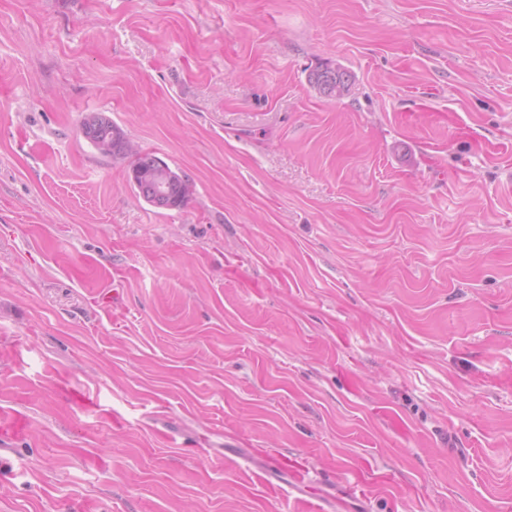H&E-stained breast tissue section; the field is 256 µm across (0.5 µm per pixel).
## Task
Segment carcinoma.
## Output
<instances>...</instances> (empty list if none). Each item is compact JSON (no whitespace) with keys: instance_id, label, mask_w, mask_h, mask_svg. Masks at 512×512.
<instances>
[{"instance_id":"cac0c4a2","label":"carcinoma","mask_w":512,"mask_h":512,"mask_svg":"<svg viewBox=\"0 0 512 512\" xmlns=\"http://www.w3.org/2000/svg\"><path fill=\"white\" fill-rule=\"evenodd\" d=\"M352 75L340 65H321L308 76V83L318 94L334 99H342L350 94ZM89 143L96 151L104 156L125 159L129 163V172L136 176L129 178L131 189L137 199L161 208L157 202L152 187L167 188L173 196L172 203L176 209L185 207L192 199L194 190L192 181L184 174L173 170L169 165L162 168L154 166L155 153L136 145L130 151L120 149L106 150L104 145L92 138Z\"/></svg>"}]
</instances>
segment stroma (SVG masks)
<instances>
[{"instance_id": "35a3bbf8", "label": "stroma", "mask_w": 512, "mask_h": 512, "mask_svg": "<svg viewBox=\"0 0 512 512\" xmlns=\"http://www.w3.org/2000/svg\"><path fill=\"white\" fill-rule=\"evenodd\" d=\"M0 408V512H512V0H0ZM352 75L340 65L327 63L313 70L308 76V83L318 94L334 99H342L350 94ZM86 139L100 155L102 154L103 156L128 160L129 183L137 199H141L155 208H163L157 202L152 186H157L158 189L160 187L163 189L168 188L170 195L173 196L172 203L178 210L185 207L192 199L194 194L192 181L186 175L173 170L154 152L144 150L134 142V148L127 152L120 149L115 150L113 144L112 150H105L104 145L106 142H102L99 145L95 138L90 139L86 137ZM153 157L159 158L164 167L158 168L157 166H154ZM132 172H135L137 176L133 178Z\"/></svg>"}]
</instances>
